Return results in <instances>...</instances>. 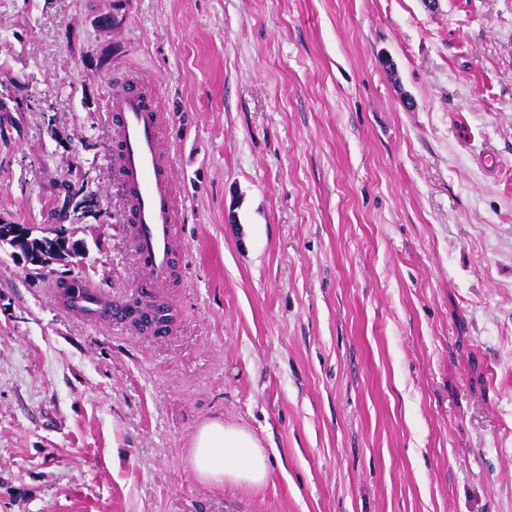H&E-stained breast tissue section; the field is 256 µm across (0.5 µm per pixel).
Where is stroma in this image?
I'll list each match as a JSON object with an SVG mask.
<instances>
[{
    "mask_svg": "<svg viewBox=\"0 0 512 512\" xmlns=\"http://www.w3.org/2000/svg\"><path fill=\"white\" fill-rule=\"evenodd\" d=\"M155 90L171 333L88 321L146 273L106 101ZM93 193L81 264L0 253V512H512V0H0V218ZM250 431L258 488L199 483ZM75 281L78 282L70 288L69 305L66 307L86 320L94 321L102 318L104 310L98 292L91 286L79 282V280ZM189 457L196 479L205 485L258 487L272 471L271 458L250 431L219 420L198 429Z\"/></svg>",
    "mask_w": 512,
    "mask_h": 512,
    "instance_id": "stroma-1",
    "label": "stroma"
}]
</instances>
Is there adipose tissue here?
<instances>
[{"label": "adipose tissue", "mask_w": 512, "mask_h": 512, "mask_svg": "<svg viewBox=\"0 0 512 512\" xmlns=\"http://www.w3.org/2000/svg\"><path fill=\"white\" fill-rule=\"evenodd\" d=\"M189 457L196 479L205 485L258 487L272 471L266 449L250 431L219 420L198 429Z\"/></svg>", "instance_id": "ef3b65f1"}]
</instances>
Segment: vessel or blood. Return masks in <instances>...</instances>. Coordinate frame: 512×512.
Here are the masks:
<instances>
[{"label":"vessel or blood","mask_w":512,"mask_h":512,"mask_svg":"<svg viewBox=\"0 0 512 512\" xmlns=\"http://www.w3.org/2000/svg\"><path fill=\"white\" fill-rule=\"evenodd\" d=\"M108 110L119 133L118 162L124 171L128 197L134 204L131 220L135 254L148 272L140 284L141 291L146 292L170 276L178 237L169 163L161 151L164 132L151 93L138 80H129L123 94L111 97ZM68 308L91 321L104 317L123 324L128 320L123 307L104 308L98 292L80 282L69 291Z\"/></svg>","instance_id":"b4317fda"}]
</instances>
